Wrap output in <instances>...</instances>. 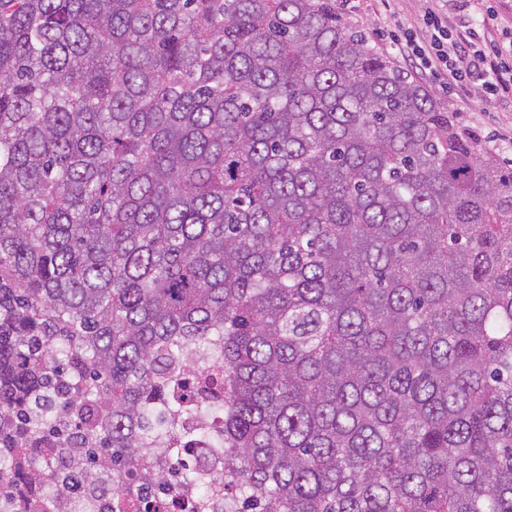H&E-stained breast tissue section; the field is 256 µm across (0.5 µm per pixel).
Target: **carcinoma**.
Masks as SVG:
<instances>
[{
	"instance_id": "1",
	"label": "carcinoma",
	"mask_w": 512,
	"mask_h": 512,
	"mask_svg": "<svg viewBox=\"0 0 512 512\" xmlns=\"http://www.w3.org/2000/svg\"><path fill=\"white\" fill-rule=\"evenodd\" d=\"M224 436L173 431L184 351ZM201 448L241 512H512V167L336 0H0V481ZM108 466L135 485L110 481Z\"/></svg>"
}]
</instances>
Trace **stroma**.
<instances>
[{
  "label": "stroma",
  "instance_id": "1",
  "mask_svg": "<svg viewBox=\"0 0 512 512\" xmlns=\"http://www.w3.org/2000/svg\"><path fill=\"white\" fill-rule=\"evenodd\" d=\"M346 24L365 32L373 46L414 77L422 78L442 106L454 112L459 123L480 142L498 148L502 157L512 158V101L484 99L477 89L467 91L446 82L423 77L415 61L405 60L395 49L397 40L413 33L424 37L419 27L425 0H336ZM442 9L450 23L468 21L484 34L487 48L502 46L512 31V0H444Z\"/></svg>",
  "mask_w": 512,
  "mask_h": 512
}]
</instances>
